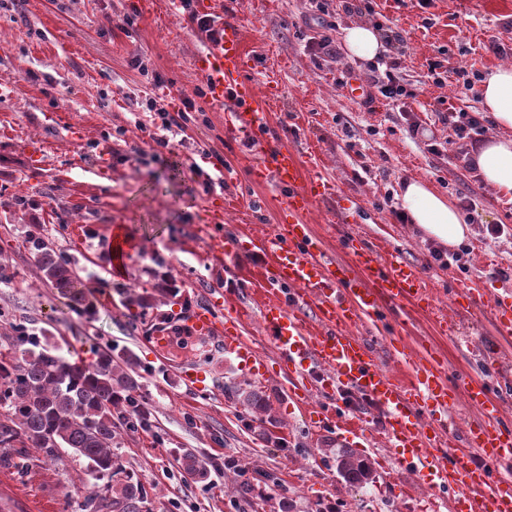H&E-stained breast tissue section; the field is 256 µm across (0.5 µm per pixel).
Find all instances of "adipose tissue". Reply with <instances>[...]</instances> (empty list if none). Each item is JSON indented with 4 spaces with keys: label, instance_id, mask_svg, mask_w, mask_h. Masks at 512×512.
<instances>
[{
    "label": "adipose tissue",
    "instance_id": "adipose-tissue-1",
    "mask_svg": "<svg viewBox=\"0 0 512 512\" xmlns=\"http://www.w3.org/2000/svg\"><path fill=\"white\" fill-rule=\"evenodd\" d=\"M342 45L349 59L370 63L386 51L381 33L368 24L344 29ZM482 104L497 131L484 138L472 152V161L483 182L495 193L512 194V66L495 68L484 79ZM401 207L422 237L448 248L466 240L471 229L464 215L428 182L416 178L404 183Z\"/></svg>",
    "mask_w": 512,
    "mask_h": 512
}]
</instances>
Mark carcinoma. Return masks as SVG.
<instances>
[{
  "label": "carcinoma",
  "mask_w": 512,
  "mask_h": 512,
  "mask_svg": "<svg viewBox=\"0 0 512 512\" xmlns=\"http://www.w3.org/2000/svg\"><path fill=\"white\" fill-rule=\"evenodd\" d=\"M25 245L42 281L67 296L74 312L90 315L87 285L70 256L40 231L28 234ZM9 329L8 348L0 350V463L22 469L31 448L54 461L70 452L87 461L92 479V494L83 504L87 512H150L155 487L126 466L121 452L124 437L146 426L149 416L132 395L134 357L118 362L112 350L93 348L91 359H75L20 324ZM240 398L267 411L254 389L241 391ZM337 468L354 482L370 473L351 454L341 455Z\"/></svg>",
  "instance_id": "obj_1"
}]
</instances>
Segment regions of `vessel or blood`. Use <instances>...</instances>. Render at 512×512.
I'll list each match as a JSON object with an SVG mask.
<instances>
[{
  "label": "vessel or blood",
  "instance_id": "vessel-or-blood-1",
  "mask_svg": "<svg viewBox=\"0 0 512 512\" xmlns=\"http://www.w3.org/2000/svg\"><path fill=\"white\" fill-rule=\"evenodd\" d=\"M249 66L240 23L225 20L223 35L201 61L209 101L219 110L226 98L237 102L225 115L229 136L245 133L265 141L268 159L254 173L258 182L274 183L280 203L276 233L226 242L224 258L232 260L242 250L269 258L259 269L268 298L260 317L286 366L288 394L365 395L385 416L384 435L397 464L421 475L428 489L454 493L452 512H512V425L500 415L512 379L496 368L488 379L466 375L451 381L446 369L425 366L419 351L407 350L397 337L386 344L396 367H385L364 327H398L407 305L431 302L432 296L399 255L358 245L350 261L340 262L312 235L305 216L329 185L304 175L293 147L271 136ZM247 312L230 303L193 306L181 312L180 322L218 338L221 353L248 360L253 378L264 383L269 374L263 359L234 332ZM463 403L480 418L459 430L449 421ZM339 435L367 442L373 428L366 416L354 414Z\"/></svg>",
  "mask_w": 512,
  "mask_h": 512
}]
</instances>
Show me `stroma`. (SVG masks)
<instances>
[{
	"instance_id": "1",
	"label": "stroma",
	"mask_w": 512,
	"mask_h": 512,
	"mask_svg": "<svg viewBox=\"0 0 512 512\" xmlns=\"http://www.w3.org/2000/svg\"><path fill=\"white\" fill-rule=\"evenodd\" d=\"M210 2L216 25L228 16L241 23L257 85L274 86L276 98L266 104L271 124L292 141L306 171L335 186L306 216L325 250L344 258L342 242L354 237L400 253L435 297L433 311L410 314L406 331L450 375L477 373L483 364L457 352L438 326L442 319L512 366V335H500L489 312L468 309L453 294L461 283L489 300L512 289V235L486 232L490 224L512 228V198L492 192L458 159L454 132L440 118L451 106L480 111V91L426 83L434 61L483 73L500 66L484 46L512 45V0H374L379 23L396 24L403 35L401 76L416 93L407 109L424 128L420 141L384 98L367 103L343 88L350 75L367 77V67L311 50L313 37L338 46L343 29L360 23L339 0L323 12L315 0ZM127 15L133 24L124 23ZM210 47L181 12L162 8L145 17L136 0H0V266L8 274L0 283V322L45 332L50 344L86 359L94 344L137 358L135 396L151 417L125 438L122 453L156 486L154 512H426L412 472L397 471L390 482L373 473L362 484L339 473L344 442L334 428L315 427L323 401L304 404L283 392V365L258 313L242 334L272 373L261 387L268 412L239 400L249 377L237 362L215 370L216 388L205 394L178 380L182 367L211 365L219 344L184 334L172 313L185 301L224 296L261 302L262 291L242 278L257 256L239 254L228 267L217 243L241 232L269 235L277 225L278 190L254 183L249 169L265 157L260 143L226 137L224 114L234 102L217 110L200 94L205 83L194 62ZM157 74L165 89L154 86ZM159 95L172 111L186 97L196 106L183 136L165 147L145 132L153 119L147 103ZM430 139L440 142L439 153L428 151ZM31 140L44 148L37 168L23 154ZM410 178L427 180L451 204L476 203L479 218L456 251L460 261L448 248L435 260V242L396 218L399 188ZM229 193L243 204L224 213ZM37 224L72 257L91 291L92 316H78L40 283L23 244ZM118 227L135 246L119 270L102 248ZM165 283L176 295L158 293ZM129 292L142 304L128 303ZM185 452L203 459V476L184 474ZM85 467L70 454L52 461L35 451L25 472L0 466V512H60L66 499L69 512H82L91 490Z\"/></svg>"
}]
</instances>
